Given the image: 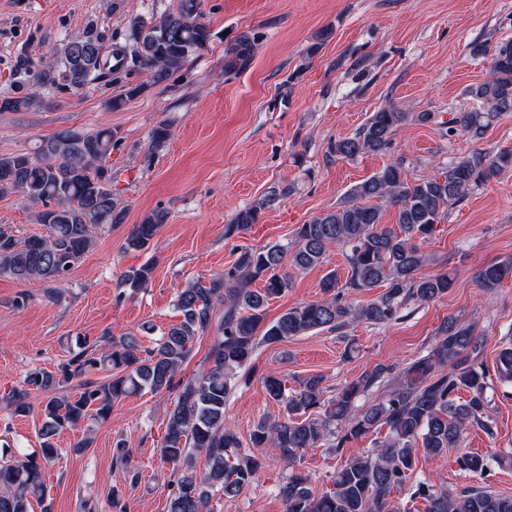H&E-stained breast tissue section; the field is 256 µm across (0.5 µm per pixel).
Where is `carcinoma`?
Segmentation results:
<instances>
[{
    "label": "carcinoma",
    "instance_id": "1",
    "mask_svg": "<svg viewBox=\"0 0 512 512\" xmlns=\"http://www.w3.org/2000/svg\"><path fill=\"white\" fill-rule=\"evenodd\" d=\"M201 0H179L174 10L148 18H136L125 45L107 50L103 41L88 33L69 38L62 59L40 74L41 85L64 81L81 89L109 78L115 82L145 70L153 85H161L193 56L206 50L211 33L202 21ZM333 29L327 27L305 48V59H313ZM253 38L239 36L228 49L224 68L238 71L251 61ZM477 56L490 55L488 79L471 87L467 94L481 103L475 110L452 117L448 131L461 130L479 138L495 113L512 112V41L494 47L474 46ZM144 84L126 83L113 97L114 109L139 96ZM39 102L29 97L0 98V111H17ZM405 113L384 106L371 113L362 128L350 137L338 138L329 147L338 159L390 149ZM170 139V124L159 122L150 134L149 149L164 150ZM116 139L112 129L93 133L64 129L41 140L35 151L0 157V195L18 193L42 205L38 223L47 235H33L21 241L8 225H0V276L20 281H43L49 285L48 298L58 302L74 267L94 243L92 229L125 222L126 208L112 192V169L103 164L112 154ZM512 170V149L475 151L416 181L405 177L402 160L387 163L378 172L355 185L348 200L336 209L313 216L295 230V245L263 250L245 249L224 274L209 286H190L177 295L180 319L169 327L151 348L141 345L129 332L118 337L103 336L85 343L59 369L61 378L34 369L24 386L15 389L8 403L15 416L33 409L32 393L45 395L40 429V448L28 454L20 449L0 455V512H29L31 500L50 512L51 468L59 448L55 437L74 429L89 417L107 418L115 401L148 390L175 394L168 412L160 457L173 466L168 512H214L216 495L234 498L257 482L265 468L260 450L278 449L288 466L306 449L320 448L329 438L340 449L359 437L382 427L384 439L345 462L332 477V488L313 493L307 474L293 470L279 486L286 512H401L398 494L405 489L416 467L417 449L430 456L448 454L458 446L470 424L487 427L483 419L491 376L501 383L512 381V348L502 349L494 372L475 368L470 359L478 355L483 341L471 325L450 317L426 354L397 371L378 364L346 384L331 400H323L322 378L313 376L301 389L286 394L285 383L273 376L262 377L270 399L277 402L283 417L258 420L249 447L226 424V407L236 387L247 386L257 373L253 357L258 346L272 345L293 336L314 331H342L353 321L382 324L399 317L408 304L427 303L448 294L454 277L440 273L417 278L416 271L427 262L422 245L447 218L453 206L482 184ZM286 194L273 185L262 200L237 211L226 225L225 235L234 236L258 222L261 210ZM397 208L399 231L382 225L377 200ZM168 220L164 211H154L133 225L126 248L146 250L161 225ZM329 244L348 248L350 276L339 283L336 272H328L319 288L324 298L301 303L276 320L264 323L269 300L288 286L285 266L308 270L321 264ZM154 273L146 263L124 274L133 289L145 287ZM512 275V263L493 262L479 269L476 284L488 292ZM261 281L264 286L254 288ZM378 286L385 292L377 299L353 306L344 300L349 290L365 291ZM220 322H215L218 310ZM217 336L207 360L209 368L196 377L177 378L189 358L193 342L212 328ZM108 373L101 380L89 377ZM82 379L77 396H56L60 382ZM393 381L386 399L372 405H358L376 385ZM463 389L469 399L458 403L454 394ZM204 457L205 470L197 473L194 461ZM512 461L508 455L480 456L464 453L457 459L461 470L481 480L493 465ZM410 498L424 499L428 512H512V497L486 488L453 494L429 481L410 487Z\"/></svg>",
    "mask_w": 512,
    "mask_h": 512
}]
</instances>
